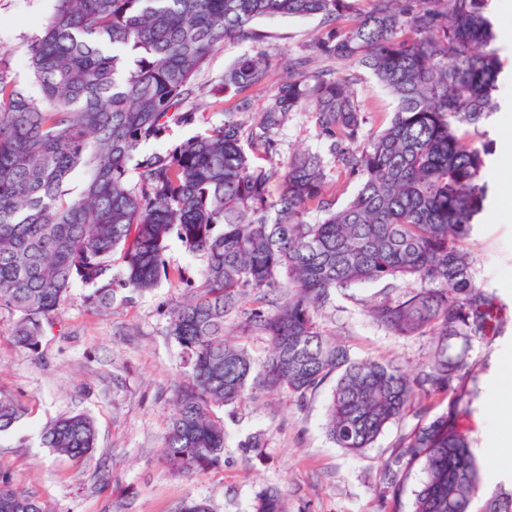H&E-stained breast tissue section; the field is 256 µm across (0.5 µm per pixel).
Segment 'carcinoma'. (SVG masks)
<instances>
[{
    "label": "carcinoma",
    "mask_w": 512,
    "mask_h": 512,
    "mask_svg": "<svg viewBox=\"0 0 512 512\" xmlns=\"http://www.w3.org/2000/svg\"><path fill=\"white\" fill-rule=\"evenodd\" d=\"M368 4L360 13L350 0H57L29 48L40 96L0 68V310L17 316L10 336L34 352L74 284L92 287L89 305L110 311L170 278L165 251L175 238L205 259L168 322L186 368L164 438L175 474L200 476L223 461L227 434L216 410L242 401L251 381L303 401L333 376L325 429L352 454L410 409L425 416L448 400L447 412L420 422L385 463L383 493L394 512L415 468L421 479L409 512H474L480 499V512H512V492L483 497L471 438L475 394L464 387L470 352L490 347L505 321L502 303L476 284L468 250L486 199L487 153L459 130L494 108L499 56L486 0ZM348 12L351 22L337 25ZM305 16L324 30L282 57L288 78L258 122L238 119L251 109L241 93L268 74L261 56L246 53L216 84L236 99L221 126L139 154L170 125L193 119V80L213 51L258 42L262 19ZM357 70L396 102L389 124L367 138ZM303 110L326 154L272 163L279 132ZM331 164L358 180L340 204L326 192ZM313 211L321 214L314 224ZM387 280L408 291L364 311L398 336L431 338L415 373L352 358L318 322L336 295ZM280 289L281 302L264 308ZM238 313L245 332L268 337L263 360L227 338L226 318ZM26 413L0 390V435ZM97 439L95 420L76 413L39 441L82 465ZM0 512L49 510L0 469ZM255 512H286L281 491L262 494Z\"/></svg>",
    "instance_id": "cac0c4a2"
}]
</instances>
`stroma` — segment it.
I'll return each mask as SVG.
<instances>
[{
    "mask_svg": "<svg viewBox=\"0 0 512 512\" xmlns=\"http://www.w3.org/2000/svg\"><path fill=\"white\" fill-rule=\"evenodd\" d=\"M54 9L55 0H0V67L8 68L34 97L39 89L27 69L29 46ZM487 9L500 67L511 68L512 0H488ZM256 27L266 36L259 48L274 59L299 52L323 30L312 17L262 20ZM259 48L228 42L211 54L194 78V120L170 126L160 139L144 145V152L166 150L223 124L235 102L217 100L212 90L235 59ZM357 89L370 106L364 130L378 131L392 118L395 102L371 75H364ZM493 98L496 111L466 129L488 152V200L474 220L470 250L475 281L503 303L506 325L492 347L473 352L476 378L466 386L478 391L474 448L485 487L510 492L512 480L500 473L512 467V456L498 448L497 439L500 428L512 422V222L502 218L512 211V152L507 149L512 143V77H498ZM279 141L284 159L298 151H325L303 112L288 122ZM165 258L179 277L109 314L90 308L88 287L74 285L58 324L47 330L35 353L10 340L13 318L0 311V388L28 408L15 429L0 436V469L51 512H178L187 499L210 500L215 512H254L258 497L271 489L284 493L287 512H391L381 492L384 463L396 442L420 422L419 413L408 412L371 448L353 456L325 433L327 385L300 402L252 382L244 401L219 412L228 434L223 463L196 477L172 473L163 436L185 367L181 347L166 333L167 322L187 282L198 279L203 260L191 257L174 239ZM404 291L399 281L359 287L353 297H334L319 322L353 358L418 369L428 359L429 337L394 335L363 311L366 301ZM76 412L91 415L98 429L94 458L82 469L39 445L43 428ZM255 436L261 447H248ZM102 466L111 473L106 485L96 479Z\"/></svg>",
    "mask_w": 512,
    "mask_h": 512,
    "instance_id": "stroma-1",
    "label": "stroma"
}]
</instances>
